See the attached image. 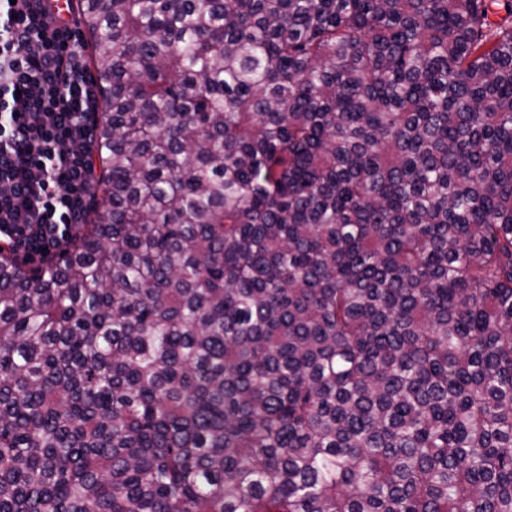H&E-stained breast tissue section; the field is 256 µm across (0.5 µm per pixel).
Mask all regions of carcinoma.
<instances>
[{
    "instance_id": "carcinoma-1",
    "label": "carcinoma",
    "mask_w": 512,
    "mask_h": 512,
    "mask_svg": "<svg viewBox=\"0 0 512 512\" xmlns=\"http://www.w3.org/2000/svg\"><path fill=\"white\" fill-rule=\"evenodd\" d=\"M100 200L0 256V512H512V0H77Z\"/></svg>"
}]
</instances>
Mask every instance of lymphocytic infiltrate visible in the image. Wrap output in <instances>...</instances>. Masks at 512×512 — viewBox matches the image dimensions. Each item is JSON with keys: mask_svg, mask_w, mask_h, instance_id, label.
<instances>
[{"mask_svg": "<svg viewBox=\"0 0 512 512\" xmlns=\"http://www.w3.org/2000/svg\"><path fill=\"white\" fill-rule=\"evenodd\" d=\"M71 0H0V253L47 259L95 202L102 103Z\"/></svg>", "mask_w": 512, "mask_h": 512, "instance_id": "1", "label": "lymphocytic infiltrate"}]
</instances>
